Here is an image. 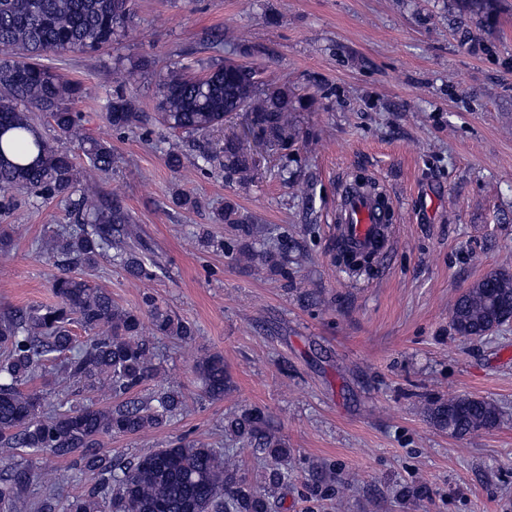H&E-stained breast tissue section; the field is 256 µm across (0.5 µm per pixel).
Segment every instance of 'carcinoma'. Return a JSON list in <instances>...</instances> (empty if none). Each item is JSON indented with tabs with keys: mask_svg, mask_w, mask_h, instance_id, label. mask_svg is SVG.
<instances>
[{
	"mask_svg": "<svg viewBox=\"0 0 512 512\" xmlns=\"http://www.w3.org/2000/svg\"><path fill=\"white\" fill-rule=\"evenodd\" d=\"M132 23L130 0H0V208L9 209L8 193L20 190L37 199H67L72 218V226L41 245L44 253L63 258L66 265L51 282L56 304L0 316V512H102L106 503L112 512H271L269 495L242 488L232 457L205 442L181 440L125 464L102 451L104 437L140 434L184 411L180 392L148 400L133 394L157 371L152 338L186 341L194 330L149 295L142 308L127 310L112 301L109 289L71 273L72 267L91 268L110 254L129 277L144 281L156 277V264L145 258L129 228L131 214L118 201L104 199L90 179L89 172L103 174L112 168V146L87 135L83 116L72 111V104L87 96L86 87L44 59L97 52L126 36ZM261 85L258 69L232 60L204 74L180 66L161 80L158 116L174 132L208 134L223 129L227 115L245 112L267 150L281 153L295 141L292 113L301 99L286 87L262 90ZM34 112L48 115L58 136L78 143L88 170L36 132ZM106 118L116 130L148 120L121 89L107 101ZM201 160L243 182L255 175V161L234 140L202 154ZM221 216L226 224L251 223L231 203ZM337 256L352 275L370 267L369 254L351 256L341 248ZM509 311L512 274L500 269L475 281L456 300L452 324L459 335L472 337ZM145 317L149 336L143 332ZM73 324L84 330L85 340L73 335ZM54 353L63 356L55 386L106 389L121 402L99 409L64 397L55 407L43 393L22 390ZM194 370L206 397L224 399L229 378L223 355L198 357ZM428 413L439 427L460 436L498 419L491 403L470 397L436 402ZM225 429L265 456L272 486H278L288 448L263 412L252 408L231 414L225 417ZM17 449L74 461L59 474L57 485L33 498L29 490L39 471L31 460H16ZM85 472L96 475L95 485L84 494L62 498L58 486Z\"/></svg>",
	"mask_w": 512,
	"mask_h": 512,
	"instance_id": "1",
	"label": "carcinoma"
}]
</instances>
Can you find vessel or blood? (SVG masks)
Returning <instances> with one entry per match:
<instances>
[{
    "label": "vessel or blood",
    "mask_w": 512,
    "mask_h": 512,
    "mask_svg": "<svg viewBox=\"0 0 512 512\" xmlns=\"http://www.w3.org/2000/svg\"><path fill=\"white\" fill-rule=\"evenodd\" d=\"M392 219L391 210L383 209L377 198L362 192L342 195L336 208V229L351 250L387 251L384 234Z\"/></svg>",
    "instance_id": "b4317fda"
}]
</instances>
